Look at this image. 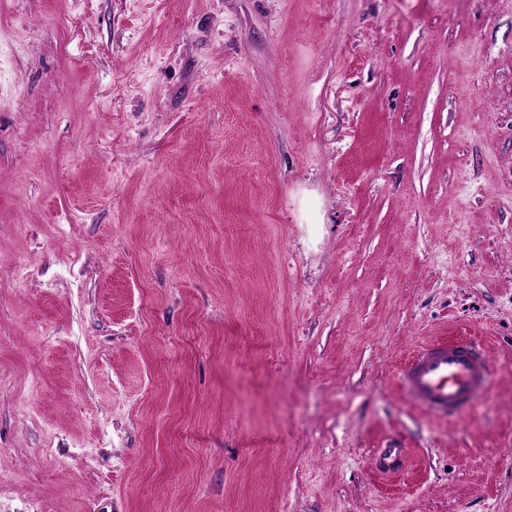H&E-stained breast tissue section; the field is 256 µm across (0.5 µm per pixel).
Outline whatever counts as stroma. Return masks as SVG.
Returning <instances> with one entry per match:
<instances>
[{"instance_id": "1", "label": "stroma", "mask_w": 512, "mask_h": 512, "mask_svg": "<svg viewBox=\"0 0 512 512\" xmlns=\"http://www.w3.org/2000/svg\"><path fill=\"white\" fill-rule=\"evenodd\" d=\"M0 512H512V0H0ZM491 357L476 336L436 340L399 368L404 398L438 417L456 416L476 405L492 383Z\"/></svg>"}]
</instances>
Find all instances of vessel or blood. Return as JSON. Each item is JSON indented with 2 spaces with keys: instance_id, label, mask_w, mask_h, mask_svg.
I'll return each instance as SVG.
<instances>
[{
  "instance_id": "obj_1",
  "label": "vessel or blood",
  "mask_w": 512,
  "mask_h": 512,
  "mask_svg": "<svg viewBox=\"0 0 512 512\" xmlns=\"http://www.w3.org/2000/svg\"><path fill=\"white\" fill-rule=\"evenodd\" d=\"M491 357L481 339L456 336L418 349L399 368L404 398L438 417L476 405L492 383Z\"/></svg>"
}]
</instances>
